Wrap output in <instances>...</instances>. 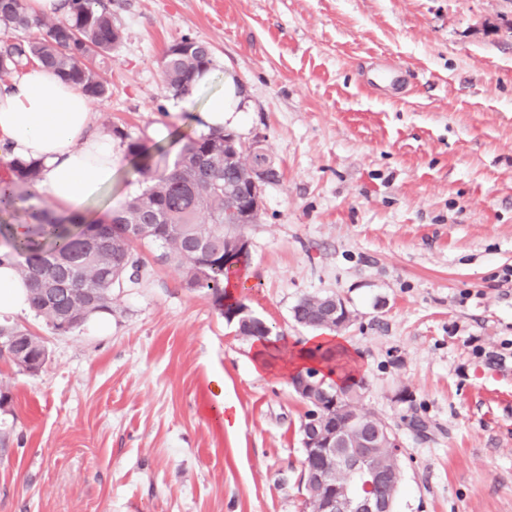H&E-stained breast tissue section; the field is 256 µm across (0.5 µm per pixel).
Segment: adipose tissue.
Segmentation results:
<instances>
[{
    "label": "adipose tissue",
    "instance_id": "adipose-tissue-1",
    "mask_svg": "<svg viewBox=\"0 0 512 512\" xmlns=\"http://www.w3.org/2000/svg\"><path fill=\"white\" fill-rule=\"evenodd\" d=\"M189 97L202 102L195 121L204 129L236 119L240 96L230 78L203 72ZM92 124L90 99L41 65L0 88V146L40 164L41 184L59 208L81 209L114 180L112 142Z\"/></svg>",
    "mask_w": 512,
    "mask_h": 512
}]
</instances>
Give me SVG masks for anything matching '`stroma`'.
<instances>
[{"label": "stroma", "mask_w": 512, "mask_h": 512, "mask_svg": "<svg viewBox=\"0 0 512 512\" xmlns=\"http://www.w3.org/2000/svg\"><path fill=\"white\" fill-rule=\"evenodd\" d=\"M112 15L95 130L171 160L200 135L196 102L161 78L186 35L240 86L231 130L276 176L238 228L236 298L276 362L312 334L291 318L300 298L345 299L362 403L399 428L396 512H512V0H112ZM386 66L404 96L371 84ZM112 153L102 213L145 185L120 139ZM12 322L50 359L34 376L0 363V512H303L305 405L177 265L148 261L105 325ZM219 383L230 431L209 412Z\"/></svg>", "instance_id": "obj_1"}]
</instances>
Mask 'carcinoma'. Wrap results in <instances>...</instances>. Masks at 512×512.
<instances>
[{
  "label": "carcinoma",
  "instance_id": "cac0c4a2",
  "mask_svg": "<svg viewBox=\"0 0 512 512\" xmlns=\"http://www.w3.org/2000/svg\"><path fill=\"white\" fill-rule=\"evenodd\" d=\"M66 18L47 27L27 11L26 0H0V81L23 68L40 63L61 74L91 100L104 98L107 86L94 62H105L122 40L120 28L112 20V9L102 0H66ZM213 62L211 44L184 37L171 44L162 58V75L168 91L188 94L196 76ZM112 133L127 141V152L136 160L151 156L137 141L127 140L119 128ZM232 151L228 133L212 131L189 138L173 163L158 171L145 165V187L121 208L94 223H86L76 213H57L42 206L34 187L41 180L35 161L10 160L12 190L0 191V215L23 213L28 234L18 240L12 224L0 221V260L14 262L29 292L35 316L64 335L82 327L92 315L112 311L114 289L139 283L146 268L144 250L156 261L177 263L184 273V285L211 296L222 307L226 299L224 244L237 239L239 184L245 171L240 163L227 164ZM56 288L51 299L44 289ZM317 314L314 303L301 299L291 311L302 326H313ZM0 336H21L30 348L35 365L25 367L0 345V359L35 375L46 363H37L47 352L44 340L9 323L0 324ZM338 396L331 411L338 427L356 416L372 420L376 414L361 405L363 383L352 379L343 385L326 383Z\"/></svg>",
  "mask_w": 512,
  "mask_h": 512
}]
</instances>
